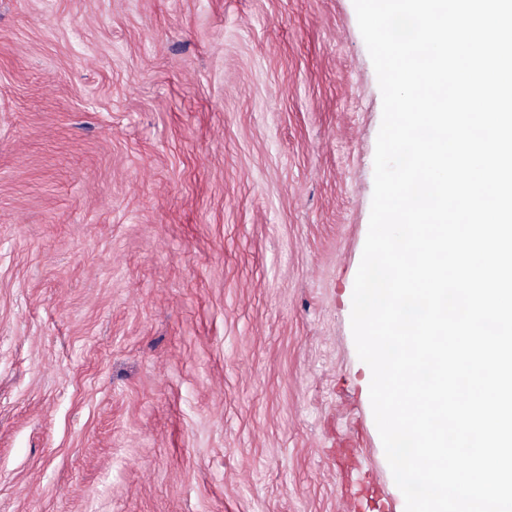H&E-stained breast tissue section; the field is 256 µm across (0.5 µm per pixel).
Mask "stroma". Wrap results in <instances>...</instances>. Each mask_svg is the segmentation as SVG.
Returning <instances> with one entry per match:
<instances>
[{
    "mask_svg": "<svg viewBox=\"0 0 512 512\" xmlns=\"http://www.w3.org/2000/svg\"><path fill=\"white\" fill-rule=\"evenodd\" d=\"M381 121L353 0H0V512H405Z\"/></svg>",
    "mask_w": 512,
    "mask_h": 512,
    "instance_id": "35a3bbf8",
    "label": "stroma"
}]
</instances>
